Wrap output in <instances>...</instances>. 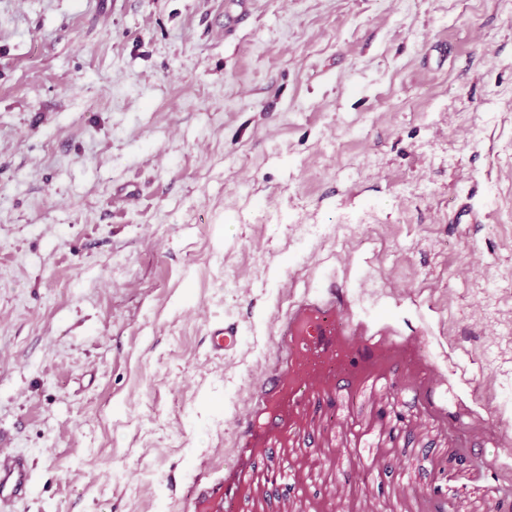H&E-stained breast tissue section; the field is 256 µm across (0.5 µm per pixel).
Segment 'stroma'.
Returning a JSON list of instances; mask_svg holds the SVG:
<instances>
[{
    "mask_svg": "<svg viewBox=\"0 0 512 512\" xmlns=\"http://www.w3.org/2000/svg\"><path fill=\"white\" fill-rule=\"evenodd\" d=\"M0 433L8 512H512V0H0ZM338 300L345 302L343 295ZM343 303L318 314L297 316L290 325L286 335L294 341L288 375L291 389L284 402L289 411L300 409L312 380L340 375L350 369L353 352L337 340L345 327L339 316L345 307ZM210 336L214 352H227L238 346L239 327L234 324L214 326ZM32 481V469L25 458L0 456V504L25 498Z\"/></svg>",
    "mask_w": 512,
    "mask_h": 512,
    "instance_id": "35a3bbf8",
    "label": "stroma"
}]
</instances>
